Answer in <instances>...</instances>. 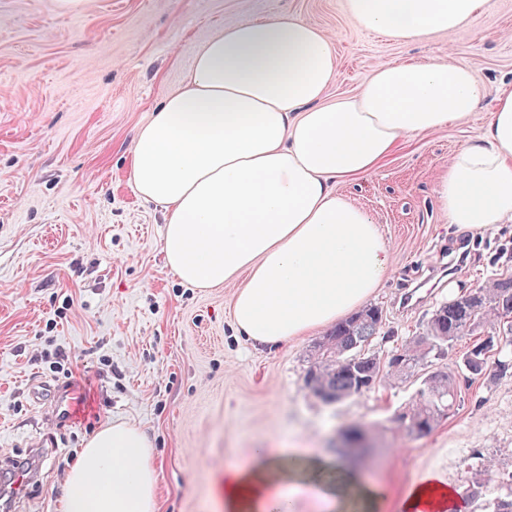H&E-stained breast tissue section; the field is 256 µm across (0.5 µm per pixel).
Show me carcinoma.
Wrapping results in <instances>:
<instances>
[{"mask_svg": "<svg viewBox=\"0 0 512 512\" xmlns=\"http://www.w3.org/2000/svg\"><path fill=\"white\" fill-rule=\"evenodd\" d=\"M481 326L489 327L493 334L473 345L463 357L460 371L473 377L485 375L488 353L496 349L495 371L501 375L511 372L512 351L503 344V337L512 335V278L493 281L492 288L480 295L463 293L441 304L423 329L435 345L427 350L415 337L405 340L396 349L404 361L394 365L370 351L382 327L379 308L352 314L327 331L311 350L306 383L324 393L328 402L339 403L364 394L371 379L406 382L431 367L454 341ZM456 399L454 372L433 373L430 379H422L416 399L405 411L415 422L413 436L430 434Z\"/></svg>", "mask_w": 512, "mask_h": 512, "instance_id": "obj_1", "label": "carcinoma"}]
</instances>
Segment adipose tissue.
I'll return each mask as SVG.
<instances>
[{
	"label": "adipose tissue",
	"instance_id": "1",
	"mask_svg": "<svg viewBox=\"0 0 512 512\" xmlns=\"http://www.w3.org/2000/svg\"><path fill=\"white\" fill-rule=\"evenodd\" d=\"M486 0H347L361 27L403 42L452 34ZM335 71L332 40L293 15L233 20L196 54L184 84L135 137L132 180L164 209V260L194 288L233 287L230 317L269 347L343 320L380 288L391 252L379 225L336 193L373 175L400 139L440 130L483 104L480 75L459 62L377 66L354 96L323 105ZM449 223L479 236L512 222V90L500 92L483 134L450 157L436 189ZM150 444L132 423L99 431L67 476L63 512H155ZM285 460L255 448L224 470V512H273L286 502ZM298 475L319 493L362 485L336 459L309 458ZM452 488L427 476L399 512H457Z\"/></svg>",
	"mask_w": 512,
	"mask_h": 512
}]
</instances>
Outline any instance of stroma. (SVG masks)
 I'll return each instance as SVG.
<instances>
[{
    "mask_svg": "<svg viewBox=\"0 0 512 512\" xmlns=\"http://www.w3.org/2000/svg\"><path fill=\"white\" fill-rule=\"evenodd\" d=\"M292 14L332 39L336 70L323 102L358 94L383 62L459 61L486 84L482 108L400 143L379 170L337 182L388 241L392 265L372 305L376 349L422 333L441 303L512 277V224L479 237L450 224L435 187L449 156L479 137L499 88L512 83V0H487L452 36L406 43L360 27L345 0H0V459L52 441L39 476L11 512H61L86 442L118 421L152 442L156 512H224V468L253 448L330 457L358 423L375 450L360 469L398 512L426 475L458 495L490 479L512 495V373L460 381L456 405L427 436L392 422L416 381H380L328 405L305 387L314 332L258 348L234 329L231 288H192L167 267L163 210L132 181L137 130L183 84L199 47L225 21ZM447 262L450 281L417 309L398 295ZM88 371L90 399L68 422L34 403L32 381L70 383L53 361Z\"/></svg>",
    "mask_w": 512,
    "mask_h": 512,
    "instance_id": "obj_1",
    "label": "stroma"
}]
</instances>
